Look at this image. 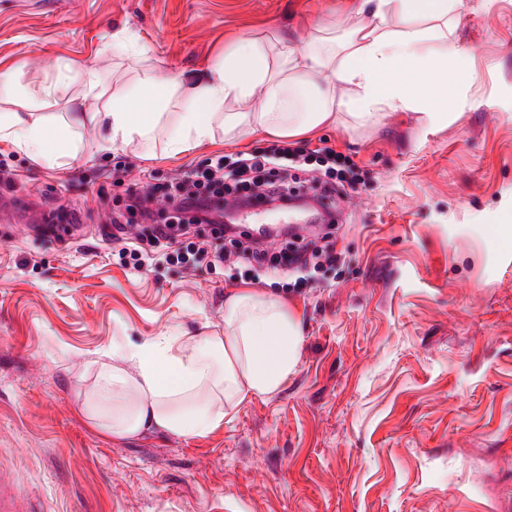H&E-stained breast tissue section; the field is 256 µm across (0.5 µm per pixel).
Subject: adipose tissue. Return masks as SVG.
<instances>
[{"mask_svg": "<svg viewBox=\"0 0 512 512\" xmlns=\"http://www.w3.org/2000/svg\"><path fill=\"white\" fill-rule=\"evenodd\" d=\"M356 11L361 20L346 35L326 29L301 46L281 35L244 36L223 58L188 77L148 65L147 45L113 33V50L139 65L130 80L113 84L111 105L101 111L74 108L69 121L52 130L32 112L0 113V139L37 160L51 135L62 155L71 157L78 150L75 126L95 125L103 141L116 147L168 124L167 150L177 156L211 141L218 125L230 141L256 134L289 138L334 124L347 111L367 121L385 110L447 108L448 60L457 51L450 38L456 0H358ZM390 15L400 18L398 28L386 27ZM430 43L442 48L431 62L421 55ZM413 63L433 77L422 97L404 72ZM75 79L84 97L101 96L95 70L76 74L62 65L55 83L37 87L21 74L1 73L0 97H47ZM338 81L354 85L355 96H336L332 86ZM258 90L260 106L245 109ZM301 343L299 321L284 301L240 292L224 301L223 335L165 336L130 349L113 345L96 363L82 413L116 438L148 432L203 438L222 425L228 408L279 392L296 368Z\"/></svg>", "mask_w": 512, "mask_h": 512, "instance_id": "adipose-tissue-1", "label": "adipose tissue"}]
</instances>
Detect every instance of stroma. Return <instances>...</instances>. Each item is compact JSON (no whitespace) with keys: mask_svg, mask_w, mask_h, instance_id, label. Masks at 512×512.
<instances>
[{"mask_svg":"<svg viewBox=\"0 0 512 512\" xmlns=\"http://www.w3.org/2000/svg\"><path fill=\"white\" fill-rule=\"evenodd\" d=\"M356 0H0V71L41 83L63 61L111 84L103 48L126 29L165 71L205 69L241 36L302 44L337 33ZM448 117L422 109L342 117L303 136L364 176L334 223L276 239L267 261L315 241L303 272L233 281L237 261L184 265L112 241L130 190L233 164L266 135L172 157L164 134L106 149L79 129L59 166L0 142V487L19 512H504L512 506V0H458ZM338 257L326 262L327 254ZM251 289L300 320L298 365L201 439H115L80 413L113 343L224 331Z\"/></svg>","mask_w":512,"mask_h":512,"instance_id":"1","label":"stroma"}]
</instances>
